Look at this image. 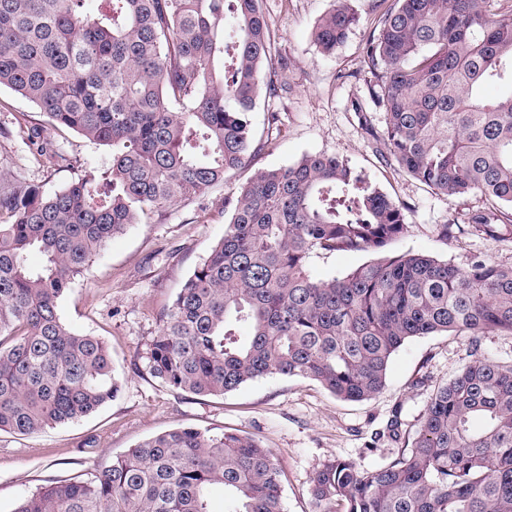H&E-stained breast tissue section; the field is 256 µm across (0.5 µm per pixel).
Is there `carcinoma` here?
<instances>
[{"mask_svg": "<svg viewBox=\"0 0 512 512\" xmlns=\"http://www.w3.org/2000/svg\"><path fill=\"white\" fill-rule=\"evenodd\" d=\"M486 2L391 0L363 67L385 114L377 139L398 170L450 198H484L469 225L500 242L512 239V14ZM86 3L0 0V87L110 150L103 171L53 192L0 183V433L37 434L117 398L108 346L68 327L60 298L112 237L197 202L267 145L249 117L260 95L277 93L262 78L276 58L262 0ZM357 21L338 0L313 27L321 53ZM489 83L507 91L487 99ZM33 159L73 167L51 141ZM406 210L335 153L257 172L164 313L143 356L150 375L202 397L301 377L362 401L384 389L392 355L413 337L512 336V266L407 251L338 277L309 273L314 254L377 253L406 237ZM472 355L434 390L397 457L373 468L333 459L313 474L318 512H512V361ZM215 488L225 512H284L270 449L193 427L41 486L13 512H212Z\"/></svg>", "mask_w": 512, "mask_h": 512, "instance_id": "1", "label": "carcinoma"}]
</instances>
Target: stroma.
<instances>
[{
  "label": "stroma",
  "instance_id": "stroma-1",
  "mask_svg": "<svg viewBox=\"0 0 512 512\" xmlns=\"http://www.w3.org/2000/svg\"><path fill=\"white\" fill-rule=\"evenodd\" d=\"M336 0H263L286 68L274 79L284 88L261 98L251 114L267 146L245 171L204 191L203 206L178 204L150 223L131 225L94 258L59 302V315L74 331L104 340L123 388L118 398L79 421L32 436L0 434V512H12L28 492L86 469H104L141 440L175 427L229 431L258 438L281 468L284 512H313L310 479L327 460L350 459L368 468L396 456L400 445L382 432L399 414L403 438L415 437L434 388L470 361L465 336L433 334L407 341L393 355L385 389L375 397L344 401L316 381L270 375L221 397H198L162 386L142 360L157 336L162 315L183 282L224 235L230 202L258 171L285 166L305 154L336 153L394 200L407 204V237L390 242L383 255L420 251L464 267L479 258L512 266V242H492L471 227L444 240L439 225L484 208L478 196L437 194L400 173L382 158L373 132L385 125L370 97L362 69L366 36L377 17L376 0H350L358 21L329 56L312 37L315 23ZM276 124H269L270 115ZM76 155V168H45L34 162L27 140L31 127ZM0 127L11 139L0 149V178L18 176L54 191L78 176L104 168L109 156L73 132H58L32 103L0 89Z\"/></svg>",
  "mask_w": 512,
  "mask_h": 512
}]
</instances>
